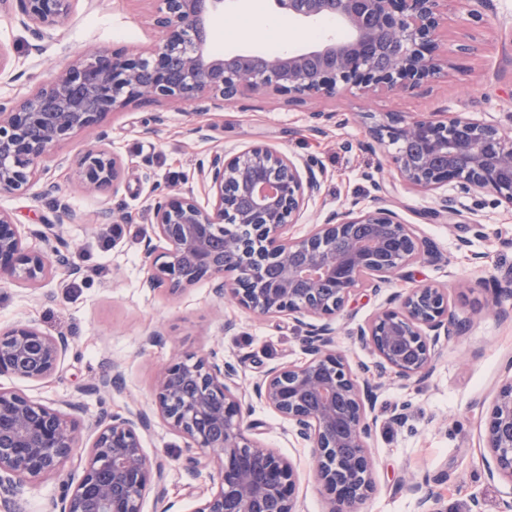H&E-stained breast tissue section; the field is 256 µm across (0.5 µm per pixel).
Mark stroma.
Segmentation results:
<instances>
[{"instance_id":"obj_1","label":"stroma","mask_w":512,"mask_h":512,"mask_svg":"<svg viewBox=\"0 0 512 512\" xmlns=\"http://www.w3.org/2000/svg\"><path fill=\"white\" fill-rule=\"evenodd\" d=\"M154 0H76L74 9L53 38L35 40L17 8L0 7V52L9 64L0 74V99H20L42 82L76 64L92 50L144 51L159 38L151 16ZM461 0L448 4L447 76L396 95H366L343 91L332 101L289 102L279 95L242 98L221 110L195 112L192 105L165 100L142 102L108 115L101 136L79 137L52 153L44 162L57 193L33 186L22 194H0V210L17 223H49L69 249L79 269L76 286L49 284L46 299L10 282L0 283V330L31 323L41 331L66 336L71 350L57 375L44 382L0 376V387L17 390L32 400L48 403L76 400L85 420L103 411L149 407L156 378L174 353L200 355L219 349L236 369L243 391L273 368L303 365L307 329L285 316L263 317L230 302L218 300L210 282L172 297L146 288L145 246L152 235L148 204L156 190L177 189L195 179L212 151L240 148L253 142L316 165L323 174L321 195L311 202L291 235L305 234L334 210L352 201L367 202L366 174L383 179L391 204L402 219L426 239L429 252L395 279L392 290L423 283L447 288L460 318L469 322L459 336L440 340L432 373L401 384L384 380L376 403L377 424L369 441L375 462L377 490L363 512H417L416 496L403 481L413 472L442 497L448 512H470L471 497L482 512H501L512 499V481L488 480L483 444L486 412L499 388L512 373V297L500 306L488 303L483 289L490 276L512 271V207L487 205L480 227L467 219L448 223L428 218L435 206L432 195L404 186L387 164L383 148L363 146L364 113L398 112L419 116L430 112L458 113L481 122L512 126V0H490L479 7V20L468 15ZM280 27L292 48L324 38L322 24H303L272 9L261 14L229 11L213 28L215 52L264 51L272 27ZM343 114L346 123H317L315 111ZM103 144L124 162L122 185L116 194L87 195L73 178L71 162L85 146ZM131 213L121 234L100 223L103 208ZM469 248L459 249V239ZM385 294L361 290L345 314L332 320L335 347L355 363L372 364V354L356 340L357 323L384 306ZM234 321L225 330V321ZM159 334L158 343L144 338ZM120 364L123 392L87 393L112 364ZM404 419H396L400 405ZM252 436L263 446L289 457L296 465L298 499L303 512H325L326 504L311 469L312 448L297 444L289 425L263 404L248 416ZM152 461L167 470V497L157 503L146 496L143 512H193L198 497L212 485V469L194 470L184 441L162 421H154L143 441Z\"/></svg>"}]
</instances>
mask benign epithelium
<instances>
[{"label": "benign epithelium", "instance_id": "benign-epithelium-1", "mask_svg": "<svg viewBox=\"0 0 512 512\" xmlns=\"http://www.w3.org/2000/svg\"><path fill=\"white\" fill-rule=\"evenodd\" d=\"M74 0H16L38 39L69 18ZM157 45L144 52L100 51L38 85L23 99L0 100V194L23 193L45 174L46 156L88 132L111 112L139 101L174 99L196 110L221 109L255 94L290 101L330 99L343 89L398 92L430 83L448 64L442 40L445 0H277L305 23L330 20L345 34L328 35L301 51L218 55L209 48L213 18L232 0H155ZM366 146H391L387 160L399 180L438 193L436 216L477 215L488 192L512 206V133L461 115L433 112L407 117L365 114ZM78 183L89 193H117L122 158L89 148L74 160ZM369 202L333 211L305 236L286 238L322 176L265 144L216 150L194 188L176 189L150 204L153 236L145 250L146 284L171 295L214 283L231 299L263 316L288 315L313 329L309 359L271 370L253 396L288 421L295 437L314 448L316 478L327 512H361L373 493L369 440L382 379L402 383L432 370L441 337L461 335L467 321L453 310L448 291L434 284L397 292L353 335L375 357L374 368L351 364L330 339V320L364 288L376 292L426 252V241L390 207L383 182L369 178ZM475 206L462 211L460 199ZM56 225L24 230L0 210V280L35 292L60 274H78L65 247L51 244ZM33 238L43 243H27ZM69 350L66 337L32 324L0 331V376L44 381L55 376ZM235 370L215 350L172 356L156 383L153 411L129 409L82 419L78 401L40 403L0 388V507L22 512L27 487L56 475L63 495L47 512H142L147 493L164 499L165 468L143 448L151 416L184 439L189 462L215 468L213 486L193 512H300L296 466L248 434L247 404ZM123 385L112 364L95 390ZM488 476L512 482V379L502 385L484 422ZM79 458L80 475L66 471ZM418 512H442L439 500L410 474Z\"/></svg>", "mask_w": 512, "mask_h": 512}]
</instances>
